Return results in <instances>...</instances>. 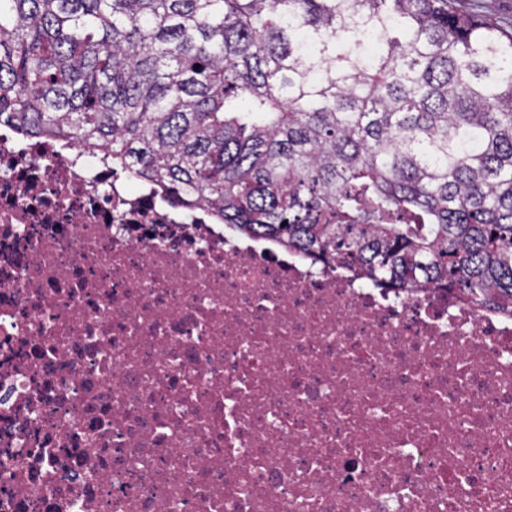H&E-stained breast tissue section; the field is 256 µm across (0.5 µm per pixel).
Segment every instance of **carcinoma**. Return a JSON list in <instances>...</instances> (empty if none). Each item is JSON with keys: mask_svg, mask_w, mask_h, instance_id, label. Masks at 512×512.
Masks as SVG:
<instances>
[{"mask_svg": "<svg viewBox=\"0 0 512 512\" xmlns=\"http://www.w3.org/2000/svg\"><path fill=\"white\" fill-rule=\"evenodd\" d=\"M1 123L315 262L512 313V27L452 0H0Z\"/></svg>", "mask_w": 512, "mask_h": 512, "instance_id": "carcinoma-1", "label": "carcinoma"}]
</instances>
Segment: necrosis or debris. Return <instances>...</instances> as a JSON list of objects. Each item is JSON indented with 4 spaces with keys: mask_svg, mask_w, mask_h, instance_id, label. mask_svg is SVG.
Segmentation results:
<instances>
[{
    "mask_svg": "<svg viewBox=\"0 0 512 512\" xmlns=\"http://www.w3.org/2000/svg\"><path fill=\"white\" fill-rule=\"evenodd\" d=\"M0 512H512V314L2 124Z\"/></svg>",
    "mask_w": 512,
    "mask_h": 512,
    "instance_id": "4bbe7bcc",
    "label": "necrosis or debris"
}]
</instances>
